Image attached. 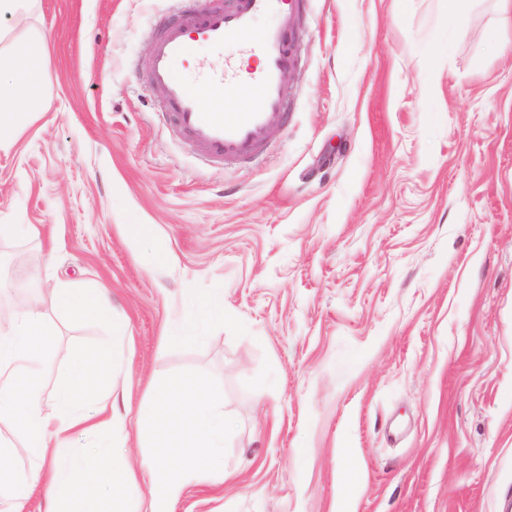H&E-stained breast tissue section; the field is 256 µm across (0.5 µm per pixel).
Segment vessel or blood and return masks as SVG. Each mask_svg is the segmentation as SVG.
Instances as JSON below:
<instances>
[{
    "label": "vessel or blood",
    "instance_id": "1",
    "mask_svg": "<svg viewBox=\"0 0 512 512\" xmlns=\"http://www.w3.org/2000/svg\"><path fill=\"white\" fill-rule=\"evenodd\" d=\"M306 0H228L224 6L202 9L196 0H180L175 20L158 33L150 67V81L167 117L200 154L236 162L260 155L273 124L284 118L285 81L297 65L300 44L296 24ZM276 15L275 24L257 29V19ZM247 45L260 62L249 82H241L234 64L200 68L189 81L184 63L196 45L222 53L225 43ZM223 92L225 98H244L236 112L206 107L194 83Z\"/></svg>",
    "mask_w": 512,
    "mask_h": 512
}]
</instances>
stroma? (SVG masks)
Segmentation results:
<instances>
[{
  "instance_id": "35a3bbf8",
  "label": "stroma",
  "mask_w": 512,
  "mask_h": 512,
  "mask_svg": "<svg viewBox=\"0 0 512 512\" xmlns=\"http://www.w3.org/2000/svg\"><path fill=\"white\" fill-rule=\"evenodd\" d=\"M178 0H36L41 102L0 141V308L38 302L57 370L123 339L122 454L158 383L224 395L222 482L174 512H502L512 501V4L308 0L291 117L212 165L147 74ZM447 51H439L440 41ZM107 290L65 311L61 280ZM199 342L163 337L214 293Z\"/></svg>"
}]
</instances>
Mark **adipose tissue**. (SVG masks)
Wrapping results in <instances>:
<instances>
[{"label": "adipose tissue", "instance_id": "1", "mask_svg": "<svg viewBox=\"0 0 512 512\" xmlns=\"http://www.w3.org/2000/svg\"><path fill=\"white\" fill-rule=\"evenodd\" d=\"M0 137L13 133L23 108L38 103L43 91L40 40L16 41L0 27ZM49 334L38 304L16 312L0 327V417L8 416L14 430L25 436L31 456L43 461L49 451H63L72 433L104 432L123 442L114 431L112 383L118 354L108 344L80 352L74 366L61 372L53 389L43 376L52 363ZM51 401L52 413L42 404ZM224 399L192 378L166 382L136 419L138 430L151 431L154 453L147 466V503L140 512H174L191 471L215 469V442L224 432ZM49 512H128V492L136 477L124 463L100 456L93 463L70 458L42 474ZM31 486L11 468L0 449V512H26Z\"/></svg>", "mask_w": 512, "mask_h": 512}]
</instances>
